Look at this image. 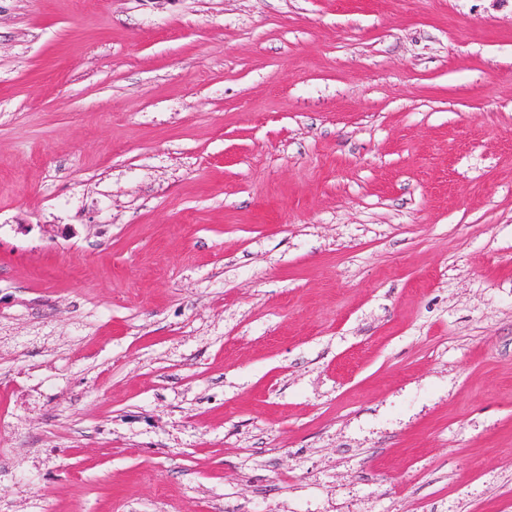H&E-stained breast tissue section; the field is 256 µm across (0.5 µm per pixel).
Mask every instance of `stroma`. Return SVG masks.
<instances>
[{
    "label": "stroma",
    "mask_w": 512,
    "mask_h": 512,
    "mask_svg": "<svg viewBox=\"0 0 512 512\" xmlns=\"http://www.w3.org/2000/svg\"><path fill=\"white\" fill-rule=\"evenodd\" d=\"M0 512H512V0H0Z\"/></svg>",
    "instance_id": "obj_1"
}]
</instances>
